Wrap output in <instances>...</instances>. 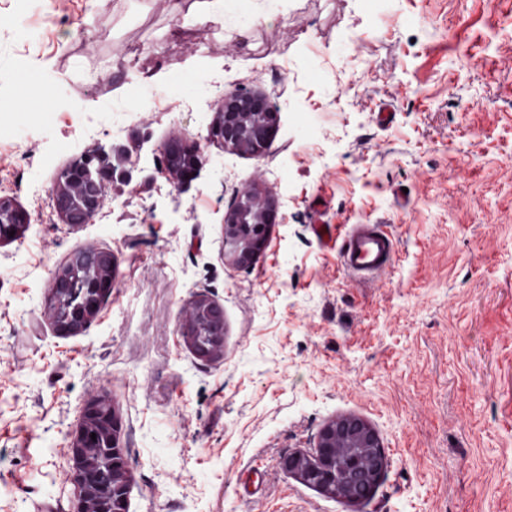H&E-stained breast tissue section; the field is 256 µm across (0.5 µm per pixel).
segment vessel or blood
Here are the masks:
<instances>
[{
  "label": "vessel or blood",
  "mask_w": 512,
  "mask_h": 512,
  "mask_svg": "<svg viewBox=\"0 0 512 512\" xmlns=\"http://www.w3.org/2000/svg\"><path fill=\"white\" fill-rule=\"evenodd\" d=\"M314 231L319 237L341 235L340 263L351 276L369 280L379 276L394 262L395 241L378 224H351L345 233H338L335 225L316 220Z\"/></svg>",
  "instance_id": "vessel-or-blood-1"
}]
</instances>
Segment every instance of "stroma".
Returning a JSON list of instances; mask_svg holds the SVG:
<instances>
[{"instance_id": "35a3bbf8", "label": "stroma", "mask_w": 512, "mask_h": 512, "mask_svg": "<svg viewBox=\"0 0 512 512\" xmlns=\"http://www.w3.org/2000/svg\"><path fill=\"white\" fill-rule=\"evenodd\" d=\"M0 0V197L30 216L0 244V512H70L68 446L106 392L128 512H512V0ZM38 81L35 96L20 86ZM280 108L257 158L208 138L222 94ZM199 141L170 184L160 147ZM107 154L110 203L62 223L58 173ZM263 172L265 249L224 257V212ZM331 224H382L396 258L350 277ZM112 251L98 318L58 334L53 272ZM204 294L224 356L179 332ZM354 416L386 470L350 502L284 468ZM204 318L208 345L198 341L199 323ZM180 334L187 347L198 357L212 360L224 356V309L206 295H198L185 308Z\"/></svg>"}]
</instances>
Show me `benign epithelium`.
<instances>
[{"label": "benign epithelium", "mask_w": 512, "mask_h": 512, "mask_svg": "<svg viewBox=\"0 0 512 512\" xmlns=\"http://www.w3.org/2000/svg\"><path fill=\"white\" fill-rule=\"evenodd\" d=\"M278 119V108L256 93H235L222 97V108L209 129L208 137L240 152L260 156L270 147ZM161 173L168 182L182 184L196 178L202 164L200 146L181 135H174L161 148ZM109 173L98 171L92 183L78 177L56 180L53 205L66 224H88L108 202ZM277 209V198L256 177L243 184L224 212V255L235 265L246 267L264 248L268 225ZM28 214L12 199L0 197V244L11 240L9 232L19 237ZM253 225L245 234L242 227ZM78 268L92 269L94 275L87 288L95 292L96 301L82 300L67 316L60 318L51 303H46L47 316L64 336H76L99 315L115 282L116 263L112 252L96 248L73 252L52 277L49 298L70 291L71 274ZM180 334L187 347L198 357L212 360L224 356V309L205 295H198L185 308ZM112 431V474L108 475L88 464L89 449L95 447L91 435L98 427ZM346 448H371L369 462L376 479L385 473L386 460L379 434L362 419L348 416L327 424L319 433L317 453L309 458L301 454L285 457L286 468L297 473L306 483L323 491H341L336 475V459ZM70 479L76 498L72 512H92L91 498L102 496L112 500V512H125L126 491L130 479L128 459L121 444V427L109 399L101 394L85 404L80 425L69 448Z\"/></svg>", "instance_id": "7a95c632"}]
</instances>
